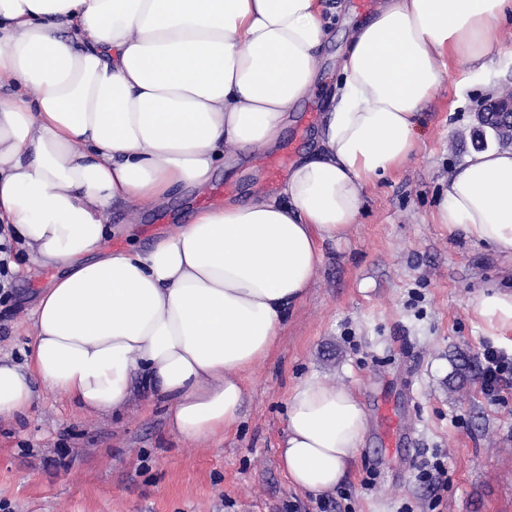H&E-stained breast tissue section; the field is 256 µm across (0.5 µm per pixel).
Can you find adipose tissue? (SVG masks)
<instances>
[{
	"label": "adipose tissue",
	"instance_id": "ef3b65f1",
	"mask_svg": "<svg viewBox=\"0 0 512 512\" xmlns=\"http://www.w3.org/2000/svg\"><path fill=\"white\" fill-rule=\"evenodd\" d=\"M510 19L512 0H380L340 51L317 148L276 194L197 208L149 248L110 251L115 206L137 222L277 143L321 66L324 0H0V224L33 266L63 270L38 299L26 366L0 363V419L29 408L37 379L96 413L124 408L138 381L182 438L232 429L323 244L410 159L444 69L492 55ZM432 221L512 257V148L466 157ZM467 312L506 336L512 290ZM367 427L352 388L295 385L291 484H342Z\"/></svg>",
	"mask_w": 512,
	"mask_h": 512
}]
</instances>
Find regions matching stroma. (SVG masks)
<instances>
[{"instance_id": "35a3bbf8", "label": "stroma", "mask_w": 512, "mask_h": 512, "mask_svg": "<svg viewBox=\"0 0 512 512\" xmlns=\"http://www.w3.org/2000/svg\"><path fill=\"white\" fill-rule=\"evenodd\" d=\"M377 3L326 0L331 59L275 149L131 230L124 209H114L108 248L147 247L197 207L275 192L270 163L292 166L316 147L337 92L336 52ZM499 39L503 55L444 73L421 110L410 160L368 185L345 241L325 243L308 296L245 380L233 429L193 442L171 431L165 405L149 394L98 414L35 382L30 408L0 419L5 512H512V389L483 393L482 353L494 341L467 313L487 287L512 289V259L431 219L449 174L475 150L477 112L512 88L511 23ZM52 277L43 268L11 273L0 294L1 360L25 364ZM314 375L354 389L370 418L347 480L323 493L293 487L280 460L289 393ZM437 460L447 484L420 477L421 464Z\"/></svg>"}]
</instances>
